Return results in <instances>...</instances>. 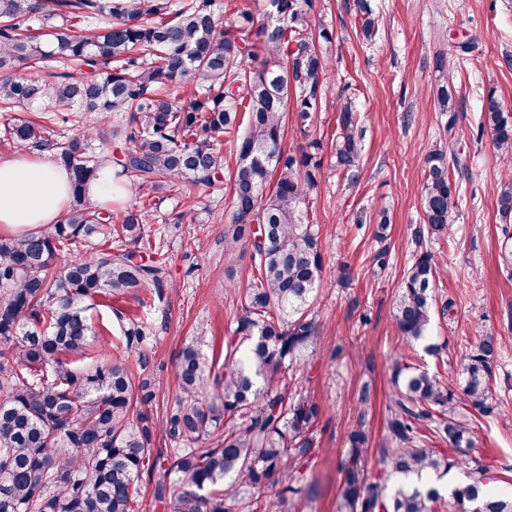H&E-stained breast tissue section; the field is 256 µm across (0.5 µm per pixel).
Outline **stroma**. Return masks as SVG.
I'll return each instance as SVG.
<instances>
[{
  "instance_id": "obj_1",
  "label": "stroma",
  "mask_w": 512,
  "mask_h": 512,
  "mask_svg": "<svg viewBox=\"0 0 512 512\" xmlns=\"http://www.w3.org/2000/svg\"><path fill=\"white\" fill-rule=\"evenodd\" d=\"M352 0H315L313 19L333 34L329 46L334 70L321 93L313 125L287 127L285 147L292 148L334 131L333 105L344 84H351L364 128L361 180L350 191L330 163H323L317 187L309 197L308 216L320 226L324 253L323 286L312 309L324 325L319 344L303 370L305 387L320 403L317 449L307 467L317 501L315 512H336L342 475L339 462L348 455L347 430L357 416L363 383L373 386L366 430L369 450H377L385 434L391 392L390 358L400 344L393 311L404 272L421 252H428L440 277L433 291L431 349L416 346L408 361L459 386L458 370L476 336L496 337L501 349L492 368V395L484 410L460 407L463 420L475 428L470 456L490 469L494 489L512 490V267L501 260L502 228L497 184L503 162L490 136H478L481 103L495 94L512 108V67L502 57L512 54V0H369L381 20L367 42L355 35ZM471 40L473 52L458 54L457 43ZM448 55L454 76L455 118L440 112L432 97L439 74L436 50ZM20 115L46 119L57 142L86 136L93 148L120 154L123 139L101 140V130L123 125L122 114L101 121L94 112H54L37 102ZM455 146L461 166L453 170L458 193L450 209L448 235L416 244L413 232L423 221L420 206L426 159L436 149ZM199 221L179 222L176 195L128 192L112 202L113 213L144 208L142 231L159 241L144 259L164 270L162 294L140 306L136 295H124L118 308L95 300L87 316L96 334L106 337L134 367L150 377L157 397L155 421L168 416L178 387L174 367L183 344L196 328L207 331L205 352L222 364L224 344L239 311L237 289L252 283L251 250L224 252V227L231 216L226 179L196 191ZM388 215L385 239L378 222ZM387 250L385 268L374 257ZM349 266L350 284L339 281ZM451 310H444V303ZM133 313L147 328V366H139L137 350L120 347L123 336L116 311Z\"/></svg>"
}]
</instances>
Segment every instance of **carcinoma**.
<instances>
[{
  "label": "carcinoma",
  "instance_id": "obj_1",
  "mask_svg": "<svg viewBox=\"0 0 512 512\" xmlns=\"http://www.w3.org/2000/svg\"><path fill=\"white\" fill-rule=\"evenodd\" d=\"M275 18L243 13L224 26L215 0H0V108L44 102L57 112L80 105L107 119L125 114L121 155L104 159L83 138L55 143L46 126L18 117L5 133L19 151L50 150L74 176L72 208L59 224L21 237L0 236V512H135L142 479L169 512H288L289 493L310 487L307 465L316 448L320 406L288 379V367L320 340L321 323L309 313L320 288L323 254L319 228L309 222L306 200L321 169L314 139L287 152L282 147L287 112L302 127L312 123L330 76L332 33L313 23V0H270ZM360 33L372 39L379 25L367 0H353ZM100 18L107 25L98 27ZM69 63L58 73L49 62ZM96 74L83 76V68ZM439 79L433 96L455 123V86L447 57L434 56ZM191 87L189 101L159 93ZM330 140L333 167L347 187L360 181L363 129L355 98L336 99ZM490 94L482 101L480 133H489L505 164L498 211L505 228L504 265L512 264V122ZM247 114L234 141L237 162L229 176L231 223L224 253L252 243L255 282L241 297V314L224 347V364L209 396L211 377L201 330L186 343L173 372L180 396L163 431L179 444L173 455L153 448L156 424L149 405L155 384L136 378L123 358L103 354L92 368L74 366L95 333L85 312L101 296L159 288L160 267L136 261V252L112 249V237L142 240L144 213L123 212L112 224L110 208L82 204L81 187L105 164L112 185L157 192L187 182L212 185L224 170V134ZM456 150H435L427 160L421 206L425 235L451 231L457 183L450 174ZM87 246L83 254L78 247ZM438 269L422 253L403 276L394 325L405 348L428 337L430 290ZM126 345L147 340L140 322L126 320ZM500 350L481 335L461 364L463 397L435 373L393 359L386 444L379 473L364 464L365 419L372 398L359 390L358 416L348 430L347 460L337 512H434L439 492L429 482L454 468L469 480L453 492L462 512H512V495L491 492L487 468L466 453L448 458L424 447L418 422L434 412L439 435L469 447L472 430L452 414L458 403L477 410L489 394ZM296 386L286 400L288 385ZM224 435L216 448L199 443Z\"/></svg>",
  "mask_w": 512,
  "mask_h": 512
}]
</instances>
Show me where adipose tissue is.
<instances>
[{"mask_svg": "<svg viewBox=\"0 0 512 512\" xmlns=\"http://www.w3.org/2000/svg\"><path fill=\"white\" fill-rule=\"evenodd\" d=\"M71 175L49 155L0 162V234L21 236L57 223L73 201Z\"/></svg>", "mask_w": 512, "mask_h": 512, "instance_id": "1", "label": "adipose tissue"}]
</instances>
